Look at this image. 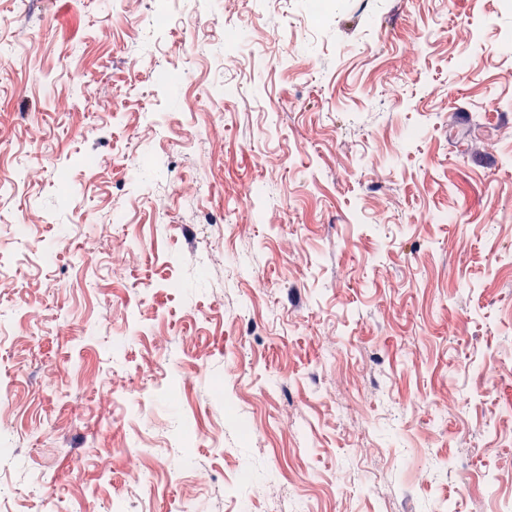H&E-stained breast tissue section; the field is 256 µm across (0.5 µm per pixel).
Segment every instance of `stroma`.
Listing matches in <instances>:
<instances>
[{"mask_svg": "<svg viewBox=\"0 0 512 512\" xmlns=\"http://www.w3.org/2000/svg\"><path fill=\"white\" fill-rule=\"evenodd\" d=\"M153 7L29 0L21 14L0 0V181L16 183L0 211L55 254L41 265L0 223L15 275L0 294V413L21 429L0 454V512H113L116 497L171 512L190 489L203 512H230L239 470L269 484L252 512L300 498L316 512H434L443 498L499 512L512 0H181L186 45L146 27ZM243 25L242 64L225 69V32ZM148 49L151 69L132 71ZM112 99L119 118L97 113ZM258 180L269 188L242 214ZM191 347L203 368L189 375ZM252 420L258 434H241ZM140 448L151 475L130 489L124 456ZM180 457L191 469L170 470Z\"/></svg>", "mask_w": 512, "mask_h": 512, "instance_id": "obj_1", "label": "stroma"}]
</instances>
